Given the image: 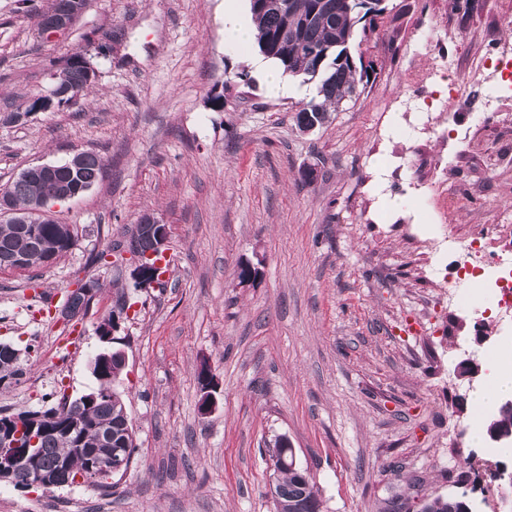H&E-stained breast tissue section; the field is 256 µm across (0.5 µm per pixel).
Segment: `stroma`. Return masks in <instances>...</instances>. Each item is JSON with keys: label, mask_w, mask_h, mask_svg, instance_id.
<instances>
[{"label": "stroma", "mask_w": 512, "mask_h": 512, "mask_svg": "<svg viewBox=\"0 0 512 512\" xmlns=\"http://www.w3.org/2000/svg\"><path fill=\"white\" fill-rule=\"evenodd\" d=\"M53 0H0V189L29 166L97 153L102 175L49 205L76 246L52 264L0 270V341L22 351L0 414L96 388L97 328L126 306L115 383L137 451L117 488L21 491L0 512H274L269 448L290 440L323 512H419L467 493L512 512L469 434L470 399L512 338V309L454 304L470 292L454 241L512 240V84L484 63L512 48V0H386L361 46L374 72L355 101L300 132L301 97H270L224 38V0H86L66 30L38 29ZM95 73L89 101L13 120L50 95L73 53ZM455 57V73L436 70ZM465 85L449 98L448 82ZM223 110L210 109L213 89ZM414 137H407L409 126ZM315 169L306 182L302 173ZM404 196L411 207L398 206ZM168 224L161 280L136 287L138 221ZM258 271L240 284L242 265ZM81 281L78 320L58 311ZM474 359L478 371L461 375ZM208 360L219 405L201 416Z\"/></svg>", "instance_id": "obj_1"}]
</instances>
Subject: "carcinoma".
<instances>
[{
	"label": "carcinoma",
	"mask_w": 512,
	"mask_h": 512,
	"mask_svg": "<svg viewBox=\"0 0 512 512\" xmlns=\"http://www.w3.org/2000/svg\"><path fill=\"white\" fill-rule=\"evenodd\" d=\"M385 0H249L259 51L275 60L290 76H308L319 81L318 98L304 103L295 115L297 128L305 124L323 126L356 89L369 83L367 68L357 66L353 51L357 25L362 34L376 29L375 20L386 10ZM90 75L81 54H74L59 72L55 90L68 91L65 100L86 96L92 89ZM102 172V160L93 152H81L59 165L49 178L16 179L7 187L16 209L26 211L34 202L47 204L60 200V192L71 187L95 184ZM76 237L60 231V225L0 224V253L17 252L27 257L28 267L44 266L69 252ZM153 248V240L142 225L130 239V249L143 252ZM25 369L19 360L0 353V388L21 382ZM92 375L98 386L72 402L62 401L47 411L62 412L49 418L39 437L38 463L30 469L17 464L18 477L29 483L36 473L51 475L59 484L73 485L84 478L90 486L107 489L115 474L94 467V458L106 456L110 449L100 444L99 436L112 434L113 446H120L133 458L134 434L128 432L122 415L123 403L111 398L109 384L116 381L118 365L106 360L96 362ZM272 477L278 497L275 512H322L319 489L312 479H303L297 471L279 466L278 452L270 455ZM422 512H472L466 494L434 496L422 506Z\"/></svg>",
	"instance_id": "cac0c4a2"
}]
</instances>
